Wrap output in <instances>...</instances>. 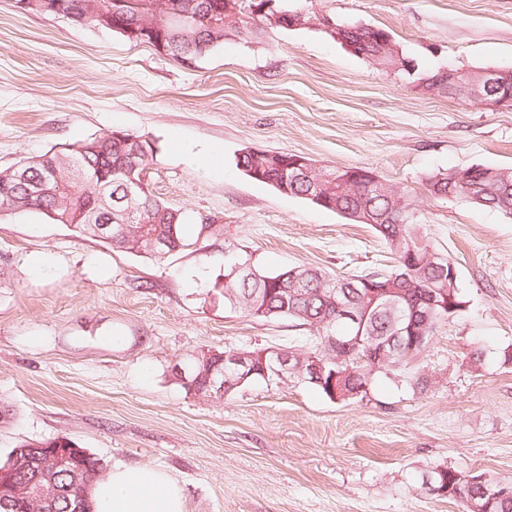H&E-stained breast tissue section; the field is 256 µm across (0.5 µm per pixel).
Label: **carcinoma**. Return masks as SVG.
Listing matches in <instances>:
<instances>
[{
    "instance_id": "carcinoma-1",
    "label": "carcinoma",
    "mask_w": 512,
    "mask_h": 512,
    "mask_svg": "<svg viewBox=\"0 0 512 512\" xmlns=\"http://www.w3.org/2000/svg\"><path fill=\"white\" fill-rule=\"evenodd\" d=\"M147 7L141 11L128 12L125 23H142L154 25V17L162 13L161 0H143ZM189 18L207 17L213 0H179ZM265 30L262 18L253 13H241L239 18L226 15L215 17V22H200L195 26H165L163 37L168 47V54L184 60H191L208 53L224 44L228 39L254 40ZM383 32L361 33L359 55L375 58L381 66H392L397 60L391 54H381V46L373 39ZM137 144L143 146L147 156L154 154V147L149 140L133 133H124V138H113L106 132L92 139L72 145L62 151L45 154L20 163L15 172H0V183L9 184L10 192L0 190V212L38 213L56 224H72L74 231L87 233L101 239L112 247L128 253L145 254L162 259L167 254L186 246L183 234L185 223L184 213L169 206L152 193L141 196L138 200L139 210L134 221L124 217L126 203L123 186L125 182L139 175L133 164L141 159H130V153ZM288 158L284 152H266L254 156L246 154L237 156L236 164L254 169L269 179L280 181L276 191L288 195L307 198L316 192L312 179L303 177L283 178L281 163ZM53 171L59 173V179L46 183L39 195L29 193L31 185L40 183ZM488 177L477 173L473 179L458 185L448 181V173L440 172L430 176L426 182L427 191L437 199H447L453 195L459 199L470 192L481 199L479 206L494 209L512 218V168L488 167ZM321 192L331 201L324 206L328 210L335 207L339 210L356 212L360 209L370 212L375 224L371 228L383 240L394 261L402 259L409 249L424 253L428 250L421 232L422 225L413 218L404 224L399 223L395 211L396 197L404 199L405 206L411 202L406 195L394 186H388L389 192L378 194L373 190H365L347 186L336 191V168L323 166ZM100 224L112 225V233L103 236L96 232ZM238 261L229 259L224 264V304L238 311L244 317L265 320L288 319L298 326H304L314 332L313 341L320 343L324 336L336 335V326L340 323V313L336 310L331 292L336 287H345L349 294L348 303L360 313L363 326H354L348 335L361 337L358 348L349 350L350 361H355L366 346L376 342L387 348L395 349L393 362L402 366L409 361L402 360L406 350L413 346L421 352L420 338L434 334L437 326L448 318L459 315L466 307V300L460 283L453 288V301L450 307L443 306L444 294L448 293V279L442 278L443 271L457 268L456 263L448 255L444 256V268L433 266L422 267L412 272L408 268L387 270L389 274H397V278L381 279L383 283H392L394 288H404L421 294L436 296V305L430 309L426 328L423 333L413 335L399 327V310L394 306H385L381 301H373L369 297L368 288L363 280L376 283L373 275L380 270L362 272L356 276L339 277L323 270L300 265L280 272H267L254 267L255 278L244 282L232 275L233 266ZM361 282L351 288L353 279ZM74 442L66 437L21 445L25 453V473L22 480L29 484L39 480L45 484L52 482L61 494L39 502L38 512H68L66 496L82 489V486L94 481L104 471L101 459L82 449L78 469L50 471L42 467L47 460L49 449L68 448Z\"/></svg>"
}]
</instances>
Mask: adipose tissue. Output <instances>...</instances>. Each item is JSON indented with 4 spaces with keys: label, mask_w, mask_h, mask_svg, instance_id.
<instances>
[{
    "label": "adipose tissue",
    "mask_w": 512,
    "mask_h": 512,
    "mask_svg": "<svg viewBox=\"0 0 512 512\" xmlns=\"http://www.w3.org/2000/svg\"><path fill=\"white\" fill-rule=\"evenodd\" d=\"M95 512H185L183 490L153 466L115 467L89 489Z\"/></svg>",
    "instance_id": "obj_1"
}]
</instances>
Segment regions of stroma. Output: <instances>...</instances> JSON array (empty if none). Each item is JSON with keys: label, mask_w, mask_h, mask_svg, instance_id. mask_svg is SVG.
I'll return each mask as SVG.
<instances>
[{"label": "stroma", "mask_w": 512, "mask_h": 512, "mask_svg": "<svg viewBox=\"0 0 512 512\" xmlns=\"http://www.w3.org/2000/svg\"><path fill=\"white\" fill-rule=\"evenodd\" d=\"M287 5L386 29L414 70L382 69L315 28H270L186 61L0 0V171L108 131L142 135L155 146L149 188L184 212L190 242L158 260L0 215V459L66 437L108 470H166L185 512H463L421 491L422 476L512 480V218L426 190L450 168L512 167V107L420 85L444 67L512 71V0ZM247 147L374 171L457 263L465 311L364 398L332 401L294 378L216 398L174 379L203 349L313 348L289 320L225 307V257L345 276L391 262L368 225L243 175Z\"/></svg>", "instance_id": "stroma-1"}]
</instances>
